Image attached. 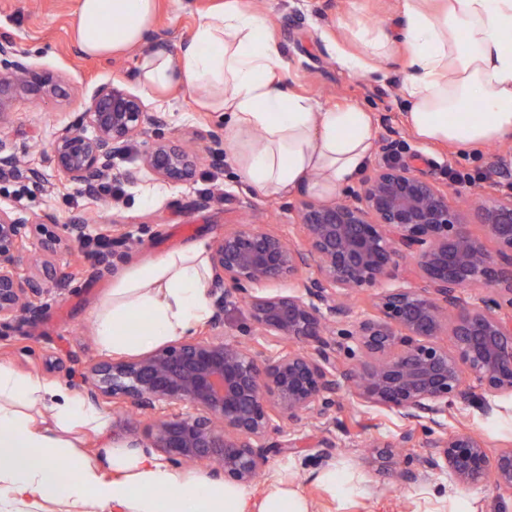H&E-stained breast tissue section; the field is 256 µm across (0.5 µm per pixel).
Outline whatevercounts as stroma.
I'll return each mask as SVG.
<instances>
[{"label": "stroma", "instance_id": "1", "mask_svg": "<svg viewBox=\"0 0 512 512\" xmlns=\"http://www.w3.org/2000/svg\"><path fill=\"white\" fill-rule=\"evenodd\" d=\"M221 0H159L152 33L166 32L171 49H178L193 33L201 15ZM77 0H0V39L13 40L41 68L61 75L67 96L38 101L17 98L6 134L33 167L53 183L51 192L29 194L23 183L0 182V207L20 208L31 214L54 212L60 223L91 218L90 238L83 243L64 242L57 249L55 268L45 282L39 302L43 316L38 323H16L0 330V365L20 377L70 391L61 373L47 372L49 359H73L76 365L106 358L93 330V313L108 288L127 267L142 265L166 252L202 241L213 243L233 224L245 221L261 230H272L292 240L301 231L297 216L300 198H314L303 188L285 196L262 194L248 186L230 163L214 164L205 157L206 133L223 124L220 113L198 109L191 95L179 92L158 103L145 94L138 82V50L101 58L83 56L75 40ZM266 18V34L279 48L285 61L281 80L295 92L310 97L323 107L354 103L374 118L376 140L392 139L417 151L416 169L448 186L450 201H457L458 185L449 183V169H487L489 158L461 155L450 146L420 142L405 121L401 84L407 71V53L401 30L404 26L401 0H257ZM361 25H380L394 38L396 50L383 61L385 80L354 74L336 61L337 48H351L352 31ZM121 77L141 94L149 114H161V131L185 141L204 158L194 180L170 185L150 173L127 184L110 182V190L95 201L75 185H61L51 159L52 143L60 129L78 119L93 88ZM473 193V186L463 188ZM206 207H199L200 199ZM126 225L130 235L126 264L110 269L99 265L107 225ZM492 412H484L483 401ZM336 425L331 437L336 442V470L358 483L359 492L345 498L334 495L319 479L325 465L317 450L288 453L273 458L265 475L248 486L250 495L261 496L274 481L283 480L297 488L310 502L312 512H494L492 487H464L447 472L430 474L411 484H397L379 473L367 453L371 438H398L403 421L394 413L342 392L334 412ZM104 430L66 427L61 434L73 444L74 453L102 464L105 479H112L106 456L126 448L133 436L143 435L146 419L133 410L108 413ZM448 428H467L484 438L491 451L512 445V395H487L477 391L472 404L448 409Z\"/></svg>", "mask_w": 512, "mask_h": 512}]
</instances>
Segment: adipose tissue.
I'll return each mask as SVG.
<instances>
[{
    "instance_id": "1",
    "label": "adipose tissue",
    "mask_w": 512,
    "mask_h": 512,
    "mask_svg": "<svg viewBox=\"0 0 512 512\" xmlns=\"http://www.w3.org/2000/svg\"><path fill=\"white\" fill-rule=\"evenodd\" d=\"M409 66L402 85L405 120L422 142L480 151L512 136V0H404ZM157 0H77L76 39L87 56L120 55L140 45ZM355 49H337L350 72L383 75L393 42L382 27H360ZM284 60L266 36L251 0H224L202 16L178 51L144 52L142 86L153 93L195 95L223 113L224 150L242 180L261 193H290L317 174L313 188L339 193L366 168L374 145L371 113L355 105L320 107L285 86ZM206 246L163 254L129 270L103 300L95 328L103 350L124 353L188 335L210 315ZM56 410L68 426L104 427L105 417L75 395L0 365V512L31 497L79 502L87 512H311L308 500L281 482L260 500L236 485L187 478L161 459L112 453V481L70 452L18 401Z\"/></svg>"
}]
</instances>
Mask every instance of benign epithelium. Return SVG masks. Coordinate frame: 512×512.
<instances>
[{
	"mask_svg": "<svg viewBox=\"0 0 512 512\" xmlns=\"http://www.w3.org/2000/svg\"><path fill=\"white\" fill-rule=\"evenodd\" d=\"M62 84L14 42L0 41V125L19 95L53 97ZM164 124L123 81L99 84L85 112L52 143L55 170L98 200L115 162L141 138L138 164L119 178L134 184L147 170L168 184L187 183L196 175L197 155L172 137L147 138L149 127ZM380 150L385 162L350 199L300 202L302 243L250 224L224 231L209 253L212 314L195 334L134 358L69 369L94 405H130L145 416L167 411L132 447L159 452L179 468L206 463L211 480L249 486L279 454L317 448L322 460H333L336 443L325 427L315 440L277 435L282 423L304 415L330 420L338 396L351 386L362 402L410 426L440 430L426 441L418 469L396 473L399 483L415 484L445 468L460 485L491 478L499 493L512 497V448L491 455L482 437L465 428L445 431L442 423L449 406L473 401L477 387L512 394V193L454 205L448 190L404 161L394 143ZM208 154L224 161L223 130H208ZM0 181H21L32 195L53 189L4 137ZM471 216L495 249L470 232ZM55 223L50 212L34 217L0 208V328L41 315V274L51 268L54 249L47 244L29 255L30 234L35 224ZM111 228L116 236L103 260L116 267L128 257V233L122 224ZM402 259L410 260L406 276L399 274ZM273 283L280 288L270 292ZM369 288L380 289L374 313H355L348 299ZM469 290L487 295L472 303ZM240 301L248 303L257 344L273 352L264 356L224 340V312ZM329 322L349 325L359 364L338 360L336 339L325 334ZM444 335L450 350L439 342ZM412 447L409 429L395 441L371 442L383 466L394 449Z\"/></svg>",
	"mask_w": 512,
	"mask_h": 512,
	"instance_id": "1",
	"label": "benign epithelium"
}]
</instances>
